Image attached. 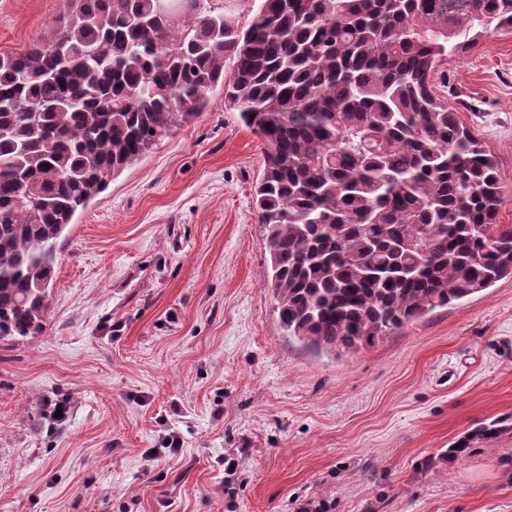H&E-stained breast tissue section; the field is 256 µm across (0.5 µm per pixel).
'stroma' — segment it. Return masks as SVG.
Listing matches in <instances>:
<instances>
[{
  "mask_svg": "<svg viewBox=\"0 0 512 512\" xmlns=\"http://www.w3.org/2000/svg\"><path fill=\"white\" fill-rule=\"evenodd\" d=\"M64 7L0 0V52ZM448 99L497 157L512 225V33L449 64ZM265 149L216 98L76 214L45 331L0 343V512H512V278L313 355L264 286ZM170 430L181 452L149 471Z\"/></svg>",
  "mask_w": 512,
  "mask_h": 512,
  "instance_id": "35a3bbf8",
  "label": "stroma"
}]
</instances>
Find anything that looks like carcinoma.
<instances>
[{"label": "carcinoma", "mask_w": 512, "mask_h": 512, "mask_svg": "<svg viewBox=\"0 0 512 512\" xmlns=\"http://www.w3.org/2000/svg\"><path fill=\"white\" fill-rule=\"evenodd\" d=\"M512 0H71L0 53V341L45 329L80 209L224 90L267 145L255 188L288 340L334 357L512 277L497 161L443 75ZM232 70L224 71V62Z\"/></svg>", "instance_id": "obj_1"}]
</instances>
